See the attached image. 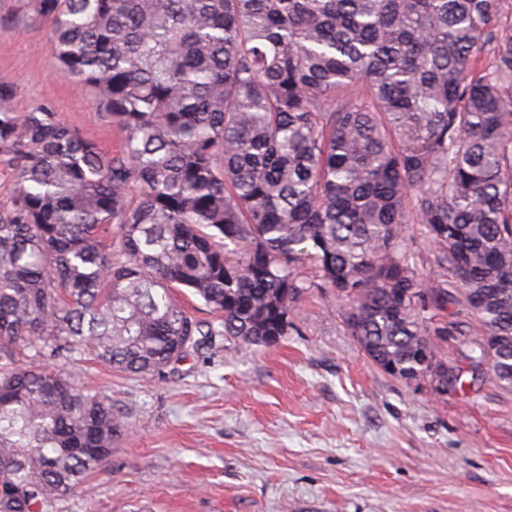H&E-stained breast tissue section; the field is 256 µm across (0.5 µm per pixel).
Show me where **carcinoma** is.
Here are the masks:
<instances>
[{"instance_id":"carcinoma-1","label":"carcinoma","mask_w":512,"mask_h":512,"mask_svg":"<svg viewBox=\"0 0 512 512\" xmlns=\"http://www.w3.org/2000/svg\"><path fill=\"white\" fill-rule=\"evenodd\" d=\"M94 88L106 154L0 81V512H46L127 430L68 369L145 376L230 336L267 347L311 288L375 365L465 336L512 387V23L503 0H33ZM119 226L118 253L106 243ZM434 248L418 272L406 229ZM311 260L319 282L298 269ZM200 299L194 319L174 290ZM456 307L458 319L433 324Z\"/></svg>"}]
</instances>
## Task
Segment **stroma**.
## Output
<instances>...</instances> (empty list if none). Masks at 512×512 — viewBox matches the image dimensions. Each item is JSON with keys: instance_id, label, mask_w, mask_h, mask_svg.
<instances>
[{"instance_id": "obj_1", "label": "stroma", "mask_w": 512, "mask_h": 512, "mask_svg": "<svg viewBox=\"0 0 512 512\" xmlns=\"http://www.w3.org/2000/svg\"><path fill=\"white\" fill-rule=\"evenodd\" d=\"M31 0H0V79L14 111L50 105L102 151L122 146L97 93L58 74ZM347 299L314 288L267 348L216 337L158 376L85 355L75 381L128 424L108 466L48 512H512V388L439 359L462 383L400 381L350 335Z\"/></svg>"}]
</instances>
